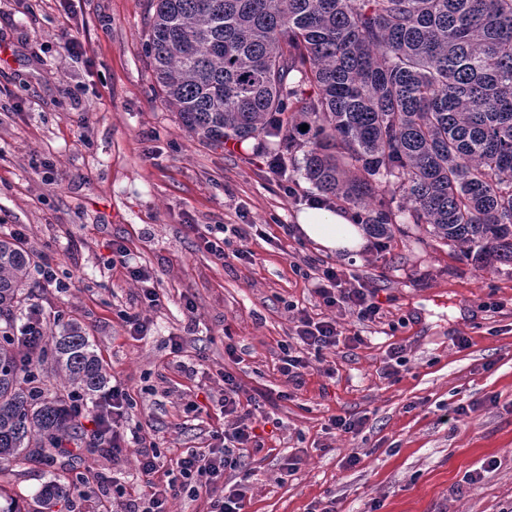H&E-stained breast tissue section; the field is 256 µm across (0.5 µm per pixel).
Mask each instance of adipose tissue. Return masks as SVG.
<instances>
[{
	"mask_svg": "<svg viewBox=\"0 0 512 512\" xmlns=\"http://www.w3.org/2000/svg\"><path fill=\"white\" fill-rule=\"evenodd\" d=\"M302 233L325 250L340 254L354 253L363 245V232L351 216L313 205L299 212Z\"/></svg>",
	"mask_w": 512,
	"mask_h": 512,
	"instance_id": "ef3b65f1",
	"label": "adipose tissue"
}]
</instances>
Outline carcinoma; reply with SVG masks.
<instances>
[{
  "label": "carcinoma",
  "mask_w": 512,
  "mask_h": 512,
  "mask_svg": "<svg viewBox=\"0 0 512 512\" xmlns=\"http://www.w3.org/2000/svg\"><path fill=\"white\" fill-rule=\"evenodd\" d=\"M147 48L192 134L277 138L280 163L303 152L322 193L378 203L365 217L374 237L391 238L399 212L480 268L512 265V0H156ZM388 194L401 196L395 212ZM32 264L0 237V462L50 459L77 435L42 367L70 397L107 381L76 322L57 324L26 364L14 310ZM76 493L51 482L41 499Z\"/></svg>",
  "instance_id": "obj_1"
}]
</instances>
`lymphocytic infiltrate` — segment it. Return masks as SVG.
<instances>
[{
  "mask_svg": "<svg viewBox=\"0 0 512 512\" xmlns=\"http://www.w3.org/2000/svg\"><path fill=\"white\" fill-rule=\"evenodd\" d=\"M314 292L324 305L349 313L361 323L376 321L381 307L374 292L360 283L349 286L346 275L336 267H325L316 283ZM343 335L335 321L314 320L300 314L296 326L295 344L282 345L279 370L295 385H302L309 362L307 352H322L336 347ZM241 387L233 374H225L224 391L219 400L229 422L220 434L221 445L200 452L183 451L172 459L170 468H162L161 453L155 441L138 439L140 471L143 485L139 492L128 495L124 512H169L168 503L178 493L185 492L192 498L207 496L211 512H244L248 488L239 483L227 491H218L216 483L226 470L239 467L240 459L249 450H260L251 425L259 413V406L243 407L240 402ZM104 402L94 417L96 433L107 439L112 450H120L125 435L119 421L126 409L133 405L132 398L121 383H113L104 395Z\"/></svg>",
  "mask_w": 512,
  "mask_h": 512,
  "instance_id": "obj_1",
  "label": "lymphocytic infiltrate"
}]
</instances>
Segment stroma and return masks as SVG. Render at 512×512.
<instances>
[{"label": "stroma", "mask_w": 512, "mask_h": 512, "mask_svg": "<svg viewBox=\"0 0 512 512\" xmlns=\"http://www.w3.org/2000/svg\"><path fill=\"white\" fill-rule=\"evenodd\" d=\"M152 15V0H0V235L23 231L34 261L49 260L69 284L59 293L30 279L19 317L39 309L51 331L61 319L80 323L135 401L126 431L156 439L168 460L215 445L232 373L242 400L269 414L255 428L262 450L222 479L247 480L245 512L329 502L336 512H512V266L478 269L412 224L386 250L366 244L353 257L306 239L297 215L319 192L301 171L274 177L276 141L202 140L166 105L146 53ZM67 31L80 36L72 52ZM242 224L264 230L244 242L251 260L225 265L203 249L201 234ZM116 243L152 273L159 306L108 266ZM328 265L375 289L379 320L361 325L323 305L312 286ZM302 310L363 341L310 356L297 388L279 358ZM127 312L147 321L146 335L131 336ZM398 346L406 363L389 379ZM326 360L334 377L320 371ZM192 402L201 414L186 413ZM333 415L364 417L361 433L328 432ZM353 453L359 463L346 466ZM293 455L301 462L290 473ZM116 480L140 487L137 448L115 459L92 438L66 467H0V486L29 510L55 481L82 493L51 512H104Z\"/></svg>", "instance_id": "obj_1"}]
</instances>
